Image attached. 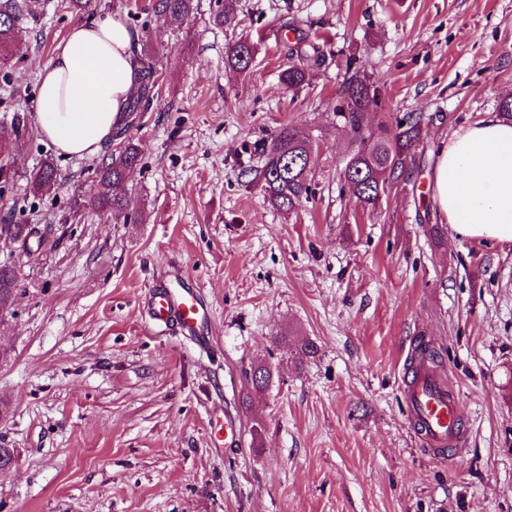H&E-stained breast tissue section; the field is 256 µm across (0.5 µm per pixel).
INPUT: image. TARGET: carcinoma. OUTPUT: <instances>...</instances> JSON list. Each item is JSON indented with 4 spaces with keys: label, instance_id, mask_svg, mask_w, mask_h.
<instances>
[{
    "label": "carcinoma",
    "instance_id": "carcinoma-1",
    "mask_svg": "<svg viewBox=\"0 0 512 512\" xmlns=\"http://www.w3.org/2000/svg\"><path fill=\"white\" fill-rule=\"evenodd\" d=\"M27 10L22 0H5L0 3V59H8L20 13ZM152 10L158 19L180 20L194 10V0H154ZM255 55L254 44L241 37L228 45L227 64L239 71L249 69ZM143 64L141 83L128 106L125 119L113 131L121 140L118 154H108L98 168L97 190L89 205L100 210L121 209L128 205L124 183L127 172L135 167L140 150L127 131L135 123L138 113L146 112L157 99L158 83L155 63L150 58ZM320 47L305 38L296 39L288 51V67L282 72V83L290 90L298 89L307 80L309 70L321 65ZM382 93L367 75L352 76L343 92V100L334 107L346 128L358 142L343 172L344 180L363 206L374 209L389 195L395 184L391 182L392 170L408 168L415 164L421 140L419 115H408L389 124L382 122L372 130L365 124V114L381 107ZM309 140L294 127L279 129L268 150L260 170L262 191L267 202L275 209L291 212L308 198L311 188V154ZM56 181L54 165L46 161L30 175V184L39 191ZM17 287L15 268L0 264V306L8 304Z\"/></svg>",
    "mask_w": 512,
    "mask_h": 512
}]
</instances>
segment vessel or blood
Segmentation results:
<instances>
[{
  "mask_svg": "<svg viewBox=\"0 0 512 512\" xmlns=\"http://www.w3.org/2000/svg\"><path fill=\"white\" fill-rule=\"evenodd\" d=\"M150 323L177 326L197 334L205 322L206 307L200 293L184 276L161 275L146 302ZM405 399L414 427L437 452L457 457L463 430L457 404L432 366L415 362L405 388Z\"/></svg>",
  "mask_w": 512,
  "mask_h": 512,
  "instance_id": "b4317fda",
  "label": "vessel or blood"
}]
</instances>
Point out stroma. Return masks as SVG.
Wrapping results in <instances>:
<instances>
[{
    "mask_svg": "<svg viewBox=\"0 0 512 512\" xmlns=\"http://www.w3.org/2000/svg\"><path fill=\"white\" fill-rule=\"evenodd\" d=\"M33 3L0 63V225L41 236L32 253L0 238L18 275L0 308V446L15 451L0 512H512V244L459 237L431 185L440 140L512 97V0H238L221 27L224 0L167 24L152 0ZM115 11L160 93L129 131L131 205L101 214L100 157L57 155L35 96L69 29ZM300 35L325 61L292 91L280 73ZM241 37L257 46L243 73L224 63ZM350 62L384 93L370 126L428 118L408 183L374 210L342 180L355 145L331 107ZM288 124L311 140L314 179L282 213L252 171ZM47 159L57 180L33 193ZM170 266L201 291L209 344L149 324L143 299ZM422 345L460 408L454 460L409 420Z\"/></svg>",
    "mask_w": 512,
    "mask_h": 512,
    "instance_id": "stroma-1",
    "label": "stroma"
}]
</instances>
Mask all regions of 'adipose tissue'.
I'll list each match as a JSON object with an SVG mask.
<instances>
[{"label":"adipose tissue","instance_id":"obj_1","mask_svg":"<svg viewBox=\"0 0 512 512\" xmlns=\"http://www.w3.org/2000/svg\"><path fill=\"white\" fill-rule=\"evenodd\" d=\"M140 80L137 38L119 14L76 23L40 74V135L66 157L98 155ZM432 199L457 235L512 243V122L492 116L442 141Z\"/></svg>","mask_w":512,"mask_h":512}]
</instances>
